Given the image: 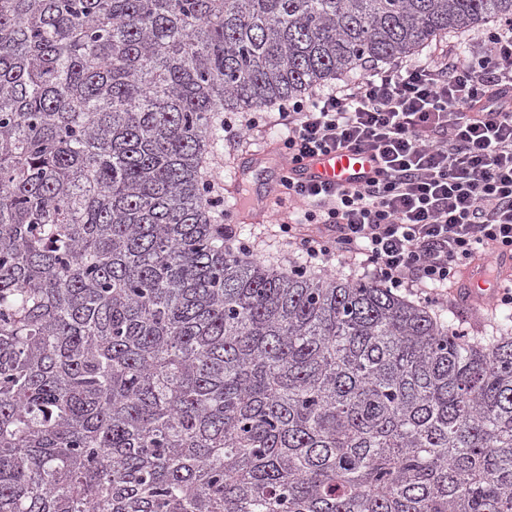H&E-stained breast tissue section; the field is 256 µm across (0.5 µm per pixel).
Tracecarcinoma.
<instances>
[{"label":"carcinoma","instance_id":"1","mask_svg":"<svg viewBox=\"0 0 512 512\" xmlns=\"http://www.w3.org/2000/svg\"><path fill=\"white\" fill-rule=\"evenodd\" d=\"M512 0H0V512H512V317L224 246L216 120Z\"/></svg>","mask_w":512,"mask_h":512}]
</instances>
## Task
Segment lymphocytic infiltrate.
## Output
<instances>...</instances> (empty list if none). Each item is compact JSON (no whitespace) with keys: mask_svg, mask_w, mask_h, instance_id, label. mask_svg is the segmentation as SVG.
<instances>
[{"mask_svg":"<svg viewBox=\"0 0 512 512\" xmlns=\"http://www.w3.org/2000/svg\"><path fill=\"white\" fill-rule=\"evenodd\" d=\"M277 112L288 160L356 151L380 166L355 186L285 184L279 205L305 210L280 230L306 265L354 259L435 304L476 259L512 254L511 22L478 34L466 55L371 64Z\"/></svg>","mask_w":512,"mask_h":512,"instance_id":"f902f5d3","label":"lymphocytic infiltrate"}]
</instances>
